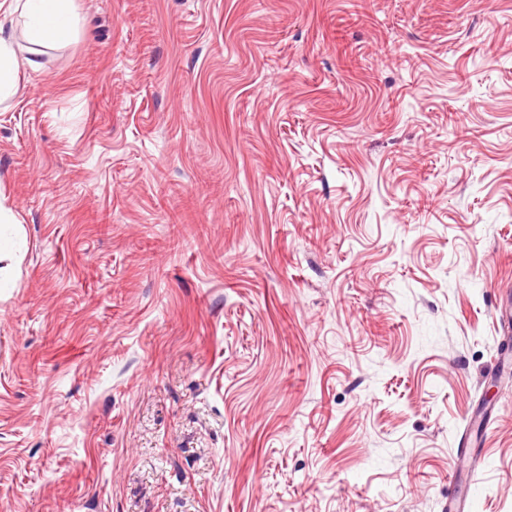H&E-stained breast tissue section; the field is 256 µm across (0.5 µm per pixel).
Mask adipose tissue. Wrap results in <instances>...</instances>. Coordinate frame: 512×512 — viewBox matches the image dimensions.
<instances>
[{"label":"adipose tissue","mask_w":512,"mask_h":512,"mask_svg":"<svg viewBox=\"0 0 512 512\" xmlns=\"http://www.w3.org/2000/svg\"><path fill=\"white\" fill-rule=\"evenodd\" d=\"M10 12L26 19L33 41L48 47L70 39L76 25L72 0H12ZM37 68L35 58H19L11 33L0 24V97L15 90L21 67Z\"/></svg>","instance_id":"ef3b65f1"}]
</instances>
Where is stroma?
<instances>
[{
    "mask_svg": "<svg viewBox=\"0 0 512 512\" xmlns=\"http://www.w3.org/2000/svg\"><path fill=\"white\" fill-rule=\"evenodd\" d=\"M0 99V512H512V0H73ZM462 448H457L456 464L448 479V512H471L470 498L468 495H461L457 490V470H465L471 477H474L482 465L481 456L476 455L472 448H475V442L468 441Z\"/></svg>",
    "mask_w": 512,
    "mask_h": 512,
    "instance_id": "1",
    "label": "stroma"
}]
</instances>
